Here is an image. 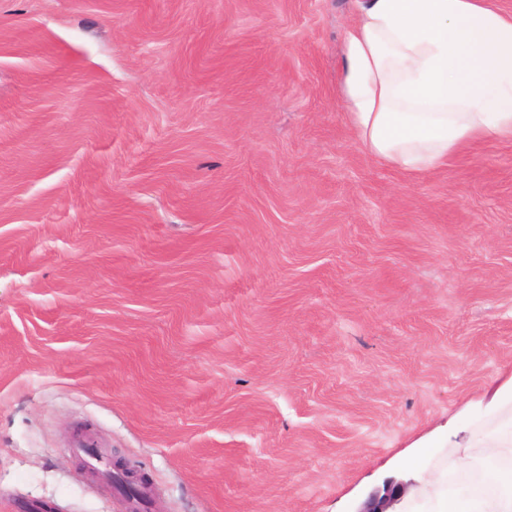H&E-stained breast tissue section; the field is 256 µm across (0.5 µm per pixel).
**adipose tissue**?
I'll list each match as a JSON object with an SVG mask.
<instances>
[{
    "label": "adipose tissue",
    "mask_w": 512,
    "mask_h": 512,
    "mask_svg": "<svg viewBox=\"0 0 512 512\" xmlns=\"http://www.w3.org/2000/svg\"><path fill=\"white\" fill-rule=\"evenodd\" d=\"M343 97L354 134L408 174L443 168L462 149L512 140V15L489 0H360L344 37ZM484 489L451 497L432 475L431 512H512V424L500 430Z\"/></svg>",
    "instance_id": "1"
}]
</instances>
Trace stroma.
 I'll return each instance as SVG.
<instances>
[{"label": "stroma", "mask_w": 512, "mask_h": 512, "mask_svg": "<svg viewBox=\"0 0 512 512\" xmlns=\"http://www.w3.org/2000/svg\"><path fill=\"white\" fill-rule=\"evenodd\" d=\"M358 0H0V512H360L512 419V142L409 175L342 95ZM425 463L409 461L414 444Z\"/></svg>", "instance_id": "stroma-1"}]
</instances>
